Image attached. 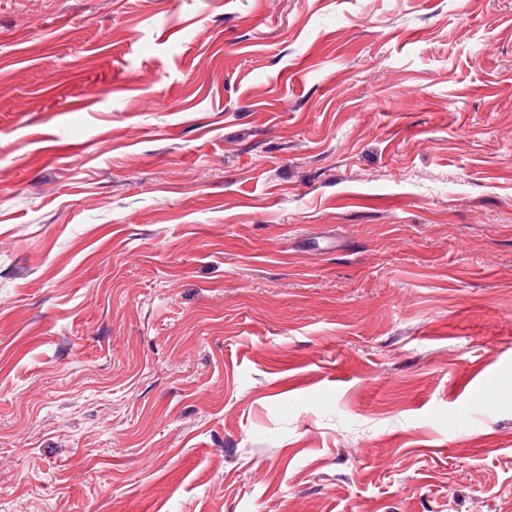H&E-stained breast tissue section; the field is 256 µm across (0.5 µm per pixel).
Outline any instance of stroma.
I'll list each match as a JSON object with an SVG mask.
<instances>
[{
  "mask_svg": "<svg viewBox=\"0 0 512 512\" xmlns=\"http://www.w3.org/2000/svg\"><path fill=\"white\" fill-rule=\"evenodd\" d=\"M0 512H512V0H0Z\"/></svg>",
  "mask_w": 512,
  "mask_h": 512,
  "instance_id": "35a3bbf8",
  "label": "stroma"
}]
</instances>
